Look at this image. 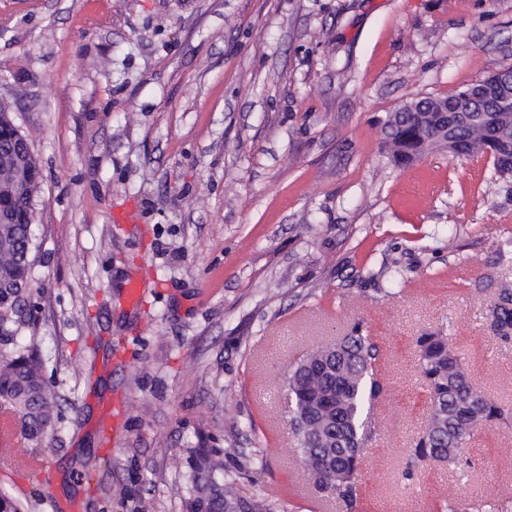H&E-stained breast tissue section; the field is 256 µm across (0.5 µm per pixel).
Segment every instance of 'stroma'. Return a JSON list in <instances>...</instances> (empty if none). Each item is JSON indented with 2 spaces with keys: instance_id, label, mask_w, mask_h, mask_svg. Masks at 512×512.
I'll return each mask as SVG.
<instances>
[{
  "instance_id": "stroma-1",
  "label": "stroma",
  "mask_w": 512,
  "mask_h": 512,
  "mask_svg": "<svg viewBox=\"0 0 512 512\" xmlns=\"http://www.w3.org/2000/svg\"><path fill=\"white\" fill-rule=\"evenodd\" d=\"M509 67L512 0H0V102L43 173L17 343L60 414L0 490L24 512H182L172 457L221 448L277 512H345L298 460L283 383L358 324L383 387L362 512L512 499V429L475 434L465 468L415 456L418 336L512 407V342L485 319L512 283V196L486 156L398 168L384 138L401 105Z\"/></svg>"
}]
</instances>
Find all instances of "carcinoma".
I'll use <instances>...</instances> for the list:
<instances>
[{"mask_svg":"<svg viewBox=\"0 0 512 512\" xmlns=\"http://www.w3.org/2000/svg\"><path fill=\"white\" fill-rule=\"evenodd\" d=\"M414 99L403 111L391 113L384 126L389 159L406 166L440 147L441 129L425 117ZM451 132L470 156L482 150V125L475 116H451ZM14 118L0 105V157L27 154L31 180L26 196L10 198L6 209L14 217L0 223V344L10 345L31 325L27 316L35 287L37 230L35 212L41 191V165L27 146L14 136ZM496 180L512 192V154L493 160ZM488 327L504 343L512 341V288L498 289L486 314ZM421 376L430 396L424 434L415 448L419 460L465 467V449L475 433L487 425L512 428V408L478 394L448 337L438 332L418 337ZM378 346L360 325L331 342L316 346L295 361L288 371L285 391L291 435L301 464L315 486L341 500L355 512L358 474L366 452L365 420L381 394L377 379ZM56 394L46 381L42 363L31 350L0 352V410H5L27 441L40 448L58 419ZM188 483L185 512H274L264 499L240 490L224 469L220 448H187L174 462ZM495 491H488L470 512H497Z\"/></svg>","mask_w":512,"mask_h":512,"instance_id":"carcinoma-1","label":"carcinoma"}]
</instances>
